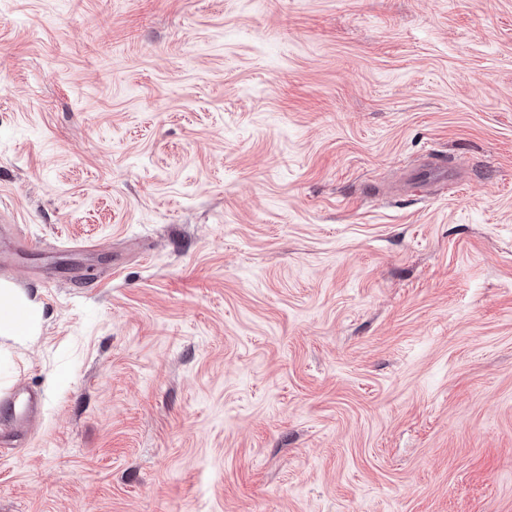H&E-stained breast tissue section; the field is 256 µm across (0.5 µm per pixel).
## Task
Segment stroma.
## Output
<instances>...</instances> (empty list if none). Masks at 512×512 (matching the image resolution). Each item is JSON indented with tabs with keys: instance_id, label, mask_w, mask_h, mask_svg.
<instances>
[{
	"instance_id": "obj_1",
	"label": "stroma",
	"mask_w": 512,
	"mask_h": 512,
	"mask_svg": "<svg viewBox=\"0 0 512 512\" xmlns=\"http://www.w3.org/2000/svg\"><path fill=\"white\" fill-rule=\"evenodd\" d=\"M1 224L0 512H512V0H0ZM450 170L447 158L434 153L418 167L414 179L421 186H429L439 181ZM0 335L1 337H29L35 333L34 325L35 322L39 318V311L35 306L28 305L27 311L29 314V324L23 330H18L22 326L27 324V319L24 314V311L21 306L17 307V310L14 314L15 319H17V327L15 328L13 314L10 310L4 311L2 310V305H17L22 303L21 299H19L16 295H14L10 288H13L11 285L5 283H0Z\"/></svg>"
}]
</instances>
